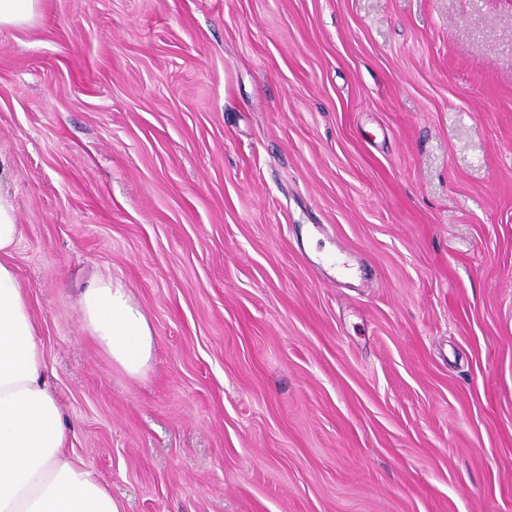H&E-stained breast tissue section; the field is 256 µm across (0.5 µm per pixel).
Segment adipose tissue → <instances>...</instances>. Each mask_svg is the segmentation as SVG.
<instances>
[{"label": "adipose tissue", "instance_id": "obj_1", "mask_svg": "<svg viewBox=\"0 0 512 512\" xmlns=\"http://www.w3.org/2000/svg\"><path fill=\"white\" fill-rule=\"evenodd\" d=\"M21 237L12 203L0 196V512H124L97 472L67 452L38 326L9 260ZM79 303L83 328L113 365L145 374L155 330L129 289L100 273Z\"/></svg>", "mask_w": 512, "mask_h": 512}]
</instances>
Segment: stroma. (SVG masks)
Instances as JSON below:
<instances>
[{
    "instance_id": "obj_1",
    "label": "stroma",
    "mask_w": 512,
    "mask_h": 512,
    "mask_svg": "<svg viewBox=\"0 0 512 512\" xmlns=\"http://www.w3.org/2000/svg\"><path fill=\"white\" fill-rule=\"evenodd\" d=\"M0 192L124 512H512V0H42ZM100 273L143 376L81 328ZM81 323L112 365L132 377L151 367L156 336L144 307L129 288L109 274H97L80 294Z\"/></svg>"
}]
</instances>
